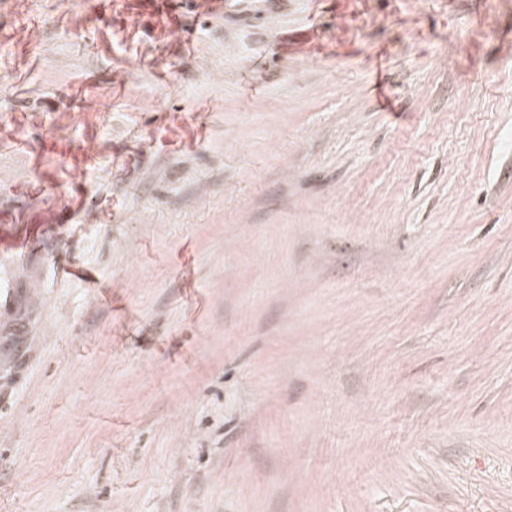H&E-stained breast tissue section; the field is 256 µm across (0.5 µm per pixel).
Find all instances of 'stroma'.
Masks as SVG:
<instances>
[{
    "mask_svg": "<svg viewBox=\"0 0 512 512\" xmlns=\"http://www.w3.org/2000/svg\"><path fill=\"white\" fill-rule=\"evenodd\" d=\"M0 512H512V0H0Z\"/></svg>",
    "mask_w": 512,
    "mask_h": 512,
    "instance_id": "stroma-1",
    "label": "stroma"
}]
</instances>
